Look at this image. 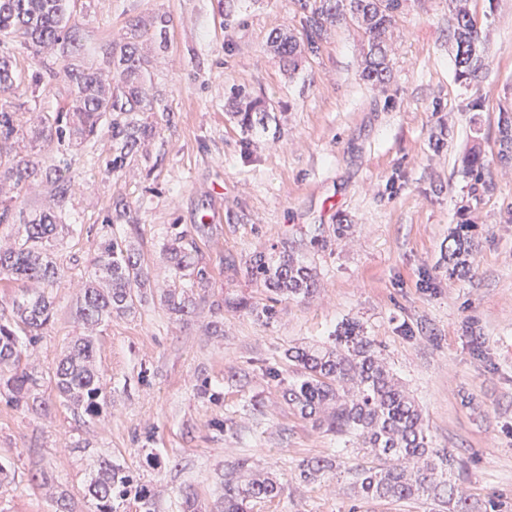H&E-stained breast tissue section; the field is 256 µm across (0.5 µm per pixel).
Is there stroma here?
<instances>
[{"label":"stroma","mask_w":512,"mask_h":512,"mask_svg":"<svg viewBox=\"0 0 512 512\" xmlns=\"http://www.w3.org/2000/svg\"><path fill=\"white\" fill-rule=\"evenodd\" d=\"M465 4L487 49L469 86L455 78L450 0H406L392 28L391 76L373 88L359 79L364 35L353 22L333 27L296 72L268 52L273 31L301 34L295 0H77L78 53L44 49L47 87L0 93V108H22L30 128L70 107L67 66H105L128 21L162 15L165 40L139 46L150 61L153 132L114 175L104 171V128L90 144L48 155L72 177L63 205L73 226L53 248L65 278L49 291L52 319L36 343L19 340L48 378L47 406L0 396V464L11 474L0 512H54L56 491L71 496L73 512H92L85 490L100 456L151 484L160 512H184L188 489L216 505L225 468L242 459L283 478L280 497L252 512H349L346 473L311 486L298 470L335 457L342 440L289 410L270 375L287 373L289 347L331 344L348 321L380 344L434 447L458 453L459 491L478 510L492 496L512 503V151L500 145L512 111V0ZM234 86L265 99L267 126L245 132L230 118ZM475 149L487 161L478 181L462 163ZM463 222L471 253L452 276L442 256ZM178 232L211 274L205 302L182 320L160 300L188 284L164 251ZM107 233L138 250L150 283L134 314L98 329L109 402L89 419L49 378L81 332L76 296ZM283 244L315 266L313 296L282 300L268 324L212 312L229 292L265 304L246 264ZM216 319L223 335L206 330ZM36 466L49 489L33 487Z\"/></svg>","instance_id":"1"}]
</instances>
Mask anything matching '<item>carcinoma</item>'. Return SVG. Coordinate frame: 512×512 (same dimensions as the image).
Segmentation results:
<instances>
[{
    "label": "carcinoma",
    "instance_id": "carcinoma-1",
    "mask_svg": "<svg viewBox=\"0 0 512 512\" xmlns=\"http://www.w3.org/2000/svg\"><path fill=\"white\" fill-rule=\"evenodd\" d=\"M302 13V38L282 29L269 42L270 50L293 65L306 52L315 54L328 31L350 18L366 36V51L360 79L377 86L386 82L389 60L385 36L405 0H296ZM71 0H0V35L20 37L39 54V48L64 45L71 41L69 22ZM168 20L155 16L129 24V32L112 45L109 64L112 80L102 68L92 64L75 65L68 70L74 87L73 105L44 119L35 137L51 145L73 139L88 140L98 135L103 116H112L110 138L112 154L105 172L116 173L137 151L152 131L137 118L139 112L153 110V102L143 95L149 61L139 44L162 35ZM454 39L464 48L465 57L455 60L456 77L466 82L484 66V48L476 22L463 9L456 13ZM43 68L35 66L23 77L8 53L0 54V92L14 89L24 81L37 88L44 83ZM232 98L246 100L244 109L234 113L238 123L250 129L265 124L269 113L250 94L235 91ZM15 113L0 110V183L9 182L21 194L35 181H45L60 199L67 196L71 178L47 167L41 157L11 158L9 154L19 135ZM466 172L481 179L485 157L472 152L464 158ZM67 226L63 210L42 211L24 224L25 236L0 245V280L28 281L53 288L64 278V270L47 253L45 243ZM174 275L189 277V288L173 289L164 302L170 313L188 317L194 314L196 300H204L210 283L206 267L193 261L177 233L168 245ZM248 273L263 284L268 303L254 306L245 296L225 299L236 310H248L267 322L277 317L281 298L312 295L318 287L317 274L283 246L271 254H260L250 261ZM148 281L140 255L126 241L105 237L96 245L95 256L84 288L77 298V316L86 333L69 346L54 374L59 397L74 411L89 418L99 415L107 404L97 366V337L94 332L112 315H130L141 302V288ZM52 317L51 296L45 291L25 294L13 303V317L0 315V389L16 407L34 409L44 406L38 390L42 376L34 368L21 366L22 351L17 347L16 331L36 342ZM294 363V378L284 384L282 398L301 418L311 420L325 431L354 442L363 455L348 469L357 489V504L349 512L373 503H409L436 512L447 506L448 512H471L469 499L458 491L454 480L460 468L459 457L446 448L432 447L429 428L419 406L402 388L387 365L382 349L368 336L347 323L336 335V346H306L288 353ZM332 458H311L299 466L301 481L313 484L339 468ZM283 483L269 474L254 472L241 460L224 471V497L218 512H251L254 504L273 502ZM86 495L95 504V512H120L126 498L139 504V512H157L155 493L137 480L132 472L112 464L106 457L98 460L87 485Z\"/></svg>",
    "mask_w": 512,
    "mask_h": 512
}]
</instances>
